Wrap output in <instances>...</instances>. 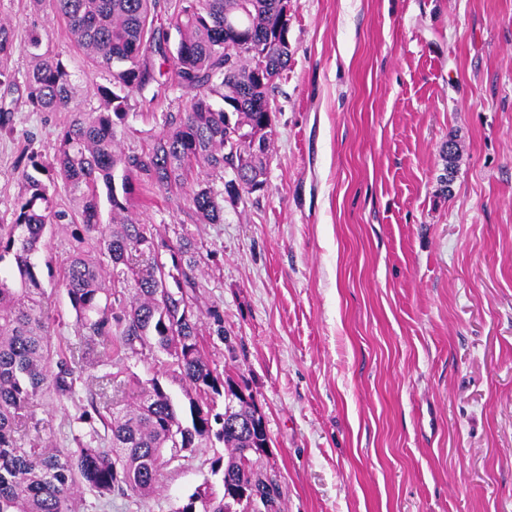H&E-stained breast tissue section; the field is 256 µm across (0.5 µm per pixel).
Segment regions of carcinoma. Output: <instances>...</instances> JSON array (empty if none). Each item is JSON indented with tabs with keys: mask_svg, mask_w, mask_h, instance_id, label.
<instances>
[{
	"mask_svg": "<svg viewBox=\"0 0 512 512\" xmlns=\"http://www.w3.org/2000/svg\"><path fill=\"white\" fill-rule=\"evenodd\" d=\"M289 0H175L168 26L148 25L160 0H34L37 9L66 19L77 44L111 76L96 87L99 106L74 111L77 89L61 59L39 52L25 75L27 102L40 112H68L50 161L32 151L23 156L25 193L11 224L0 228V262L13 258L16 273L0 271V512H75L86 487L102 498L118 492L149 498L161 488L175 459L224 444L211 461L221 491L206 483L175 512H256L253 493L268 496L271 512H284L277 474L259 469L269 448L264 416L252 395L231 376L211 367L208 335L233 349L218 307L201 310V256L181 236L168 244L155 227L128 217L135 191L173 194L189 186V208L207 224L224 223V197L264 190L274 133L270 94L287 73ZM14 50L10 26L0 24V59ZM170 64L178 86L196 92L184 112L163 113V131L141 153L116 149L128 117L129 97L157 82L155 57ZM445 185L454 173L455 144L441 146ZM235 171L218 190L212 174ZM62 182L77 202L59 207L50 194ZM107 188L111 219H101L98 183ZM69 231L70 250L61 273L85 347L69 348L53 372L47 338L51 317L35 256L48 251L46 234ZM166 249L169 260L161 258ZM167 357L163 371L112 385V400L79 416L88 439L74 437L66 452L40 448L30 438L43 420L37 408L48 386L71 398L84 364L118 367L127 353ZM179 383L187 404L160 380ZM223 398V411L216 399Z\"/></svg>",
	"mask_w": 512,
	"mask_h": 512,
	"instance_id": "obj_1",
	"label": "carcinoma"
}]
</instances>
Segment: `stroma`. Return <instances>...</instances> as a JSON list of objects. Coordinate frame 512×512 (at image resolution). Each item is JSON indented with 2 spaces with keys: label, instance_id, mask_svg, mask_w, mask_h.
<instances>
[{
  "label": "stroma",
  "instance_id": "35a3bbf8",
  "mask_svg": "<svg viewBox=\"0 0 512 512\" xmlns=\"http://www.w3.org/2000/svg\"><path fill=\"white\" fill-rule=\"evenodd\" d=\"M292 59L276 107L267 188L201 223L182 196L135 194L130 213L204 259L207 303L231 344L218 370L245 381L270 438L285 512H512V0H290ZM15 49L12 132L0 131V225L24 194L26 151L53 157L65 112L26 101L28 40L59 57L76 105L108 74L63 17L0 0ZM129 100L117 147L145 149L191 95L160 77ZM459 150L441 187L440 147ZM39 266L52 351L81 341L60 266L63 230ZM87 366L74 398L46 392L40 445L72 448L78 415L111 393ZM223 443L197 449L147 500L82 493L76 512H175L210 480Z\"/></svg>",
  "mask_w": 512,
  "mask_h": 512
}]
</instances>
